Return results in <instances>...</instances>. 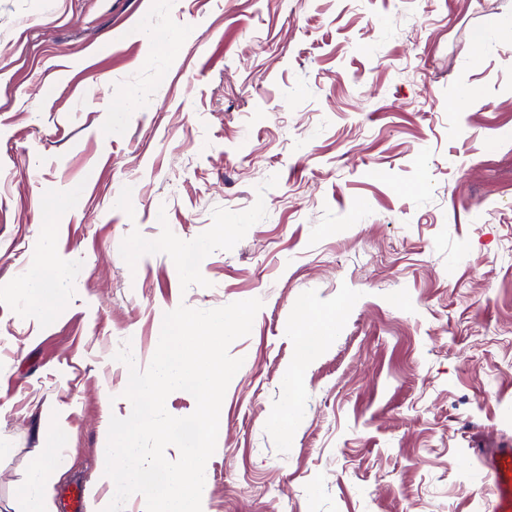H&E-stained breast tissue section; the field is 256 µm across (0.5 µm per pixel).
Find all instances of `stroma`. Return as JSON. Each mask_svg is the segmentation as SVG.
Instances as JSON below:
<instances>
[{
    "instance_id": "35a3bbf8",
    "label": "stroma",
    "mask_w": 512,
    "mask_h": 512,
    "mask_svg": "<svg viewBox=\"0 0 512 512\" xmlns=\"http://www.w3.org/2000/svg\"><path fill=\"white\" fill-rule=\"evenodd\" d=\"M504 17L512 0H0V512H23L52 435L53 486L110 499L117 351L146 369L166 312L252 298L203 512H487L473 451L512 445ZM35 270L50 309L21 289ZM309 307L337 324L308 356Z\"/></svg>"
}]
</instances>
